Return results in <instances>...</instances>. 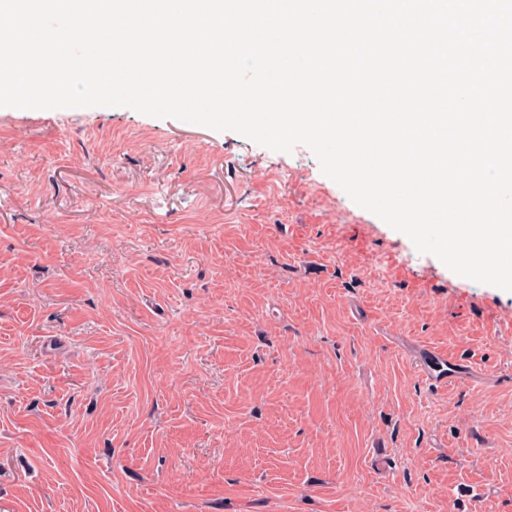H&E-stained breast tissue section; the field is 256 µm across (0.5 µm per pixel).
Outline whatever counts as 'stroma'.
<instances>
[{
	"instance_id": "1",
	"label": "stroma",
	"mask_w": 512,
	"mask_h": 512,
	"mask_svg": "<svg viewBox=\"0 0 512 512\" xmlns=\"http://www.w3.org/2000/svg\"><path fill=\"white\" fill-rule=\"evenodd\" d=\"M0 512H512V292L307 146L0 107ZM458 359L433 353L427 363L422 366L423 375L436 383L445 384L453 379L456 374V367L459 366Z\"/></svg>"
}]
</instances>
